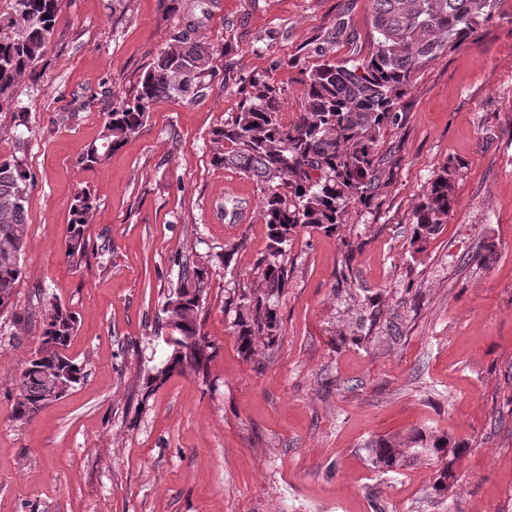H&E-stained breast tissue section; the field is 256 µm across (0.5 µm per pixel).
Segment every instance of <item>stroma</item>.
<instances>
[{"label": "stroma", "instance_id": "stroma-1", "mask_svg": "<svg viewBox=\"0 0 512 512\" xmlns=\"http://www.w3.org/2000/svg\"><path fill=\"white\" fill-rule=\"evenodd\" d=\"M372 15L371 0H61L44 62L0 104V155L32 176L16 311L44 298L75 312L67 354L85 377L14 421L39 329L0 318V512H512V0L402 99L378 141L379 208L352 207L333 235L299 230L278 345L247 358L235 341L232 302L260 287L268 230L259 185L215 163L213 132L262 82L296 117L303 72L366 56ZM187 28L214 49L203 91L160 100L85 167L104 112ZM451 159L464 165L455 204L415 255L412 210ZM79 185L96 208L75 268L64 241ZM187 260L209 269L210 346L202 372L152 384ZM363 322L374 340L359 347ZM419 427L461 447L447 498L433 459L387 474L370 462L368 444Z\"/></svg>", "mask_w": 512, "mask_h": 512}]
</instances>
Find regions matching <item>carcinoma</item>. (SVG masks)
Here are the masks:
<instances>
[{"instance_id": "carcinoma-1", "label": "carcinoma", "mask_w": 512, "mask_h": 512, "mask_svg": "<svg viewBox=\"0 0 512 512\" xmlns=\"http://www.w3.org/2000/svg\"><path fill=\"white\" fill-rule=\"evenodd\" d=\"M496 0H372L375 35L369 53L348 65L325 60L305 71L304 105L296 118L284 116L280 92L264 85L241 111L214 132L215 161L252 177L263 190L260 212L268 228L267 254L261 259V288L239 296L237 342L252 357L258 346L270 347L281 336L275 305L288 285V246L300 228L334 234L347 223L355 205L378 204L383 171L377 156L381 131L398 123L399 105L417 75L458 48L491 17ZM59 0H15L13 12L0 14V103L15 98L20 82L35 73L59 20ZM213 49L185 33L169 43L139 81L136 93L104 115L100 142L91 144L82 163L94 167L107 161L143 126L154 104L166 97L190 98L201 92ZM461 163L443 166L413 211L412 252L427 244L447 223L461 177ZM30 172L15 157L0 156V316L14 313V295L24 273L27 248V192ZM72 220L65 256L75 267L88 250L86 231L95 209L89 188L73 193ZM208 283V269L190 262L167 312L177 336L167 366L157 372L201 369L206 337L199 311ZM39 323L41 342L36 359L26 361L18 382L12 417L32 418L45 406L46 373L57 369L70 385L84 378V369L65 350L78 320L58 302H50ZM413 450L442 462L434 490L448 495L452 464L459 446L448 434L417 430ZM407 442L379 439L368 446L375 468L394 472L407 461Z\"/></svg>"}]
</instances>
